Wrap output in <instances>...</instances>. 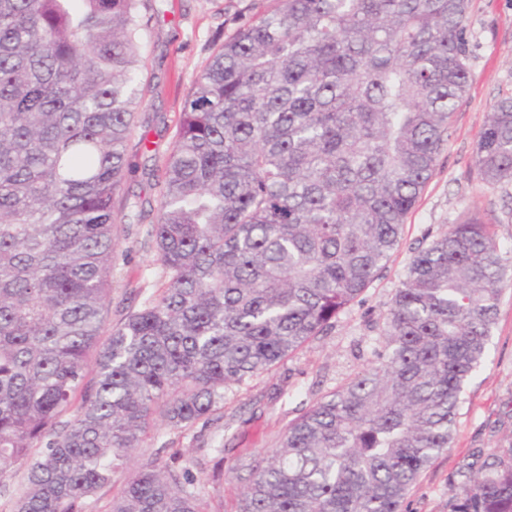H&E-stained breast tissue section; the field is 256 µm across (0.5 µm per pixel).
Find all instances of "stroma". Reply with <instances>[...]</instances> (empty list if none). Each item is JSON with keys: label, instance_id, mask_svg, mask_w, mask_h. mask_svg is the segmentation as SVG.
<instances>
[{"label": "stroma", "instance_id": "35a3bbf8", "mask_svg": "<svg viewBox=\"0 0 512 512\" xmlns=\"http://www.w3.org/2000/svg\"><path fill=\"white\" fill-rule=\"evenodd\" d=\"M249 2L153 0L151 19L141 33L142 105L127 142L133 171L118 197L126 218L117 227L113 303L139 307V289L153 291L163 282L147 231L157 213L164 158L175 141L187 92L233 32L235 13ZM468 24V91L450 118L448 142L386 269L327 335L226 393L222 420L183 431L153 427L114 475L111 487L98 494L90 512H107L142 463L154 457L168 462L173 448L199 461L206 512H235L236 495L247 483L251 466L276 448L289 421L362 368L354 353L377 335L415 249L450 225L472 217L492 225L512 278V183L485 185L474 162L488 112L500 98L512 96V0H470ZM511 439L512 286L502 292L485 363L465 389L453 442L422 472L405 512H448L459 473L473 454H489Z\"/></svg>", "mask_w": 512, "mask_h": 512}]
</instances>
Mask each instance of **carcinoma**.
Instances as JSON below:
<instances>
[{
  "mask_svg": "<svg viewBox=\"0 0 512 512\" xmlns=\"http://www.w3.org/2000/svg\"><path fill=\"white\" fill-rule=\"evenodd\" d=\"M469 0H274L188 91L148 230L165 277L101 340L115 199L142 104L150 0H0V497L86 512L161 414L208 423L226 391L336 327L400 246L468 86ZM479 178L512 182V98ZM507 282L492 225L415 251L365 365L292 420L237 512H403L453 439ZM110 512H201L175 449ZM450 512H512V442L468 464Z\"/></svg>",
  "mask_w": 512,
  "mask_h": 512,
  "instance_id": "cac0c4a2",
  "label": "carcinoma"
}]
</instances>
